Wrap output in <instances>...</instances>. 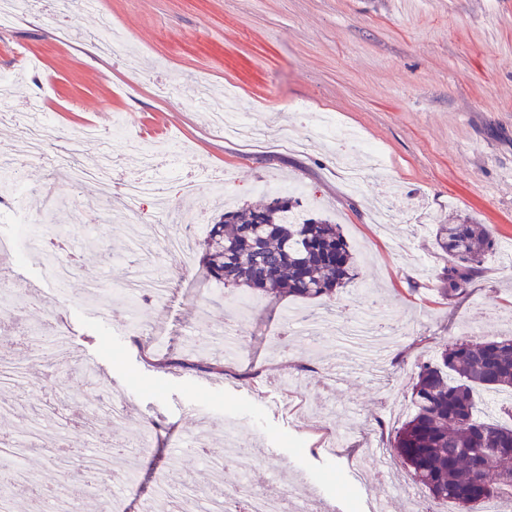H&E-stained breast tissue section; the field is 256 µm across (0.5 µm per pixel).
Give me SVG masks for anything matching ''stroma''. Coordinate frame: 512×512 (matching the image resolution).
I'll use <instances>...</instances> for the list:
<instances>
[{
  "instance_id": "obj_1",
  "label": "stroma",
  "mask_w": 512,
  "mask_h": 512,
  "mask_svg": "<svg viewBox=\"0 0 512 512\" xmlns=\"http://www.w3.org/2000/svg\"><path fill=\"white\" fill-rule=\"evenodd\" d=\"M55 15L46 22L44 13ZM74 28L62 39L58 25ZM118 29L105 51L100 30ZM0 71L16 74L15 107L49 114L64 152L80 144L78 166L95 168L112 155L113 177L147 174L138 153L106 139L114 117L130 135L181 145L202 185L199 198L178 194L177 171L149 172L168 210L144 199L138 215L121 219V189L89 181L73 185L54 162L29 155L11 114L0 113V149L21 161L28 184L53 195L41 238L65 224V245L82 261L66 287L43 276L21 225L0 219V236L20 252L7 268L15 292L37 294L0 318L10 341L0 356L22 375L0 383V436H13L43 408L100 411L86 428L69 429L70 458L81 467L86 442L112 452L111 473L83 512H107L123 483V512H138L158 483L214 481L208 456L224 451L234 429L257 454L262 490L278 498L297 485L323 512H425L431 502L404 473L367 461L355 478L352 460L366 442L387 447L376 417L400 424L411 410L410 372L462 339L512 334V0H31L30 10L0 26ZM212 97L190 104L197 83ZM267 135L268 122L288 125L293 142L247 144L217 133L212 111L225 93ZM332 113L381 151L383 169L366 174L351 193L335 163L337 146L312 137L315 116ZM93 125L98 138H80ZM304 186L302 215L341 224L358 260V278L335 300L275 299L207 277L200 242L225 206L265 202L257 184ZM488 225L496 245L485 272L460 303L444 299L439 274L448 258L432 228L449 218ZM191 232L187 263L163 252L164 234ZM170 283L163 300L129 302L128 281L145 273L146 258ZM390 311L401 341L377 370L340 361L330 335L309 337L287 323L299 310L333 321L368 304ZM238 325L237 352L225 360L221 387L181 368L171 357H212V332ZM64 329L66 347L48 364L32 365L16 332ZM149 344L140 354L131 334ZM346 370H339V363ZM194 406L185 417L172 399ZM119 402L124 417L103 413ZM153 442L131 451L143 432ZM340 436V446L327 442ZM46 434L23 463L36 491L17 490L14 512H40L42 494L63 480Z\"/></svg>"
}]
</instances>
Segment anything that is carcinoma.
<instances>
[{"instance_id":"1","label":"carcinoma","mask_w":512,"mask_h":512,"mask_svg":"<svg viewBox=\"0 0 512 512\" xmlns=\"http://www.w3.org/2000/svg\"><path fill=\"white\" fill-rule=\"evenodd\" d=\"M295 203L288 196L258 208L227 210L210 225L203 260L214 280L261 295L295 300H332L357 276L341 225L314 218L286 221ZM434 242L448 256L441 296L454 300L482 277L494 239L483 224L463 220L434 225ZM165 367L222 375L220 361L170 359ZM412 410L390 437L387 451L413 482L435 501L461 512H482L500 495L512 494V405L500 409L504 424L477 414V393L512 392V336L464 340L417 367Z\"/></svg>"}]
</instances>
